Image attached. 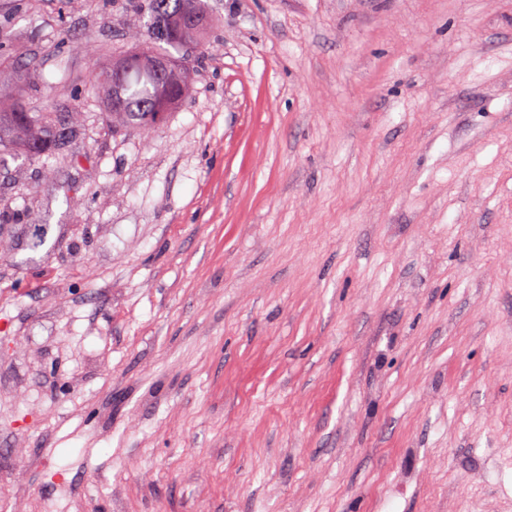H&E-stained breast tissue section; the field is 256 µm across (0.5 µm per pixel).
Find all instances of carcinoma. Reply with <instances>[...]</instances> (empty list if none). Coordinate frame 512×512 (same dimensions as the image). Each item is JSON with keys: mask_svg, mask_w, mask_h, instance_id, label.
<instances>
[{"mask_svg": "<svg viewBox=\"0 0 512 512\" xmlns=\"http://www.w3.org/2000/svg\"><path fill=\"white\" fill-rule=\"evenodd\" d=\"M178 2L180 0H143L144 12L149 17L146 39L127 54V69L123 74L126 98L117 108L107 106L106 116L112 123L149 130L160 124L171 106L186 96L188 85L184 82L172 90L171 105L157 107L164 84L154 72L140 64L143 56H168L169 48L178 49L184 43L198 40L182 32L175 16ZM58 146L53 113L31 112L19 100L14 101L8 111L0 112V165L8 157L36 160L54 152Z\"/></svg>", "mask_w": 512, "mask_h": 512, "instance_id": "1", "label": "carcinoma"}]
</instances>
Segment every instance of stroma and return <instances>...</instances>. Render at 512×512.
I'll use <instances>...</instances> for the list:
<instances>
[{
	"mask_svg": "<svg viewBox=\"0 0 512 512\" xmlns=\"http://www.w3.org/2000/svg\"><path fill=\"white\" fill-rule=\"evenodd\" d=\"M0 0L75 133L0 167V512H512V0ZM142 1L144 12L149 17L146 26V39L135 50L127 54V69L122 78L127 95L123 104L112 108V103H117L114 96H122L123 91V86L119 82H116L114 87L112 86V70L117 75L121 74L125 66L124 58L113 60L112 68L105 70L101 84L107 86L109 90L106 96L108 112L105 113L112 120V124L131 125L141 130H150L160 124L166 112H169L172 106L180 102L188 92L181 60L173 56L163 44L178 49L183 46L182 43L196 42L200 35L209 28L210 18L201 6L200 0L188 1L204 18L205 25L196 36L184 35L180 22L175 16L180 0ZM146 55H167L180 62L179 72L182 75V85L174 87L170 96L171 103L167 107H157V98H162L164 90V84L158 76L168 78L174 63L166 57L154 58L153 64L157 76L140 64V58Z\"/></svg>",
	"mask_w": 512,
	"mask_h": 512,
	"instance_id": "obj_1",
	"label": "stroma"
}]
</instances>
